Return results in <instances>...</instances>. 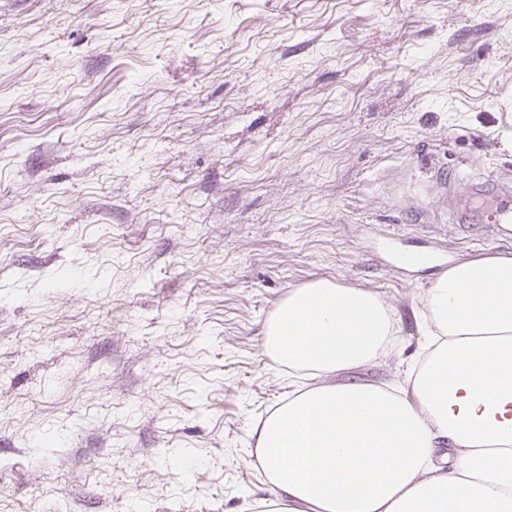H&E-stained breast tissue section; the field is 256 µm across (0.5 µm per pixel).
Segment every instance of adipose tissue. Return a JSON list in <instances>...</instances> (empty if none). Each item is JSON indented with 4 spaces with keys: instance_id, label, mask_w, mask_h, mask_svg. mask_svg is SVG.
<instances>
[{
    "instance_id": "1",
    "label": "adipose tissue",
    "mask_w": 512,
    "mask_h": 512,
    "mask_svg": "<svg viewBox=\"0 0 512 512\" xmlns=\"http://www.w3.org/2000/svg\"><path fill=\"white\" fill-rule=\"evenodd\" d=\"M424 308L396 387L337 383L386 354L391 308L324 279L289 290L263 348L317 384L256 429L262 512H512V255L452 267Z\"/></svg>"
}]
</instances>
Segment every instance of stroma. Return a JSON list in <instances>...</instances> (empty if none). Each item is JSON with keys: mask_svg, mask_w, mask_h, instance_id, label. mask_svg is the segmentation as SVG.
Instances as JSON below:
<instances>
[{"mask_svg": "<svg viewBox=\"0 0 512 512\" xmlns=\"http://www.w3.org/2000/svg\"><path fill=\"white\" fill-rule=\"evenodd\" d=\"M441 170L512 179V0H0V512H254L288 291L382 298L393 384L512 254Z\"/></svg>", "mask_w": 512, "mask_h": 512, "instance_id": "stroma-1", "label": "stroma"}]
</instances>
